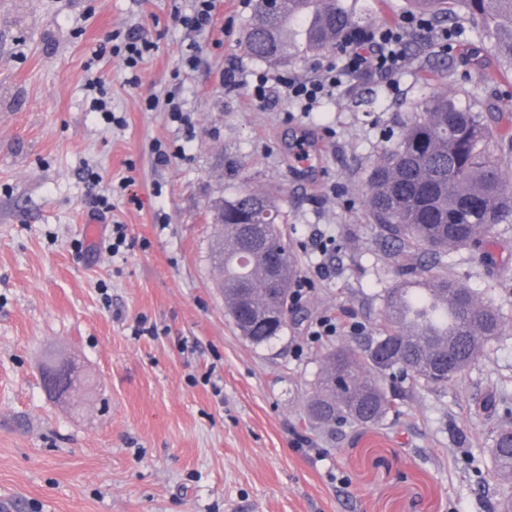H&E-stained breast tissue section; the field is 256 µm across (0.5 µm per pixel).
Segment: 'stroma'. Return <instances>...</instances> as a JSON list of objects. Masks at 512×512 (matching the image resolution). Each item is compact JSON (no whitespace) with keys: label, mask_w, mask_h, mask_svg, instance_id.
I'll list each match as a JSON object with an SVG mask.
<instances>
[{"label":"stroma","mask_w":512,"mask_h":512,"mask_svg":"<svg viewBox=\"0 0 512 512\" xmlns=\"http://www.w3.org/2000/svg\"><path fill=\"white\" fill-rule=\"evenodd\" d=\"M253 4L216 0L196 32L176 18L192 0H0V512H498L490 434L512 415V226L448 251L449 277L503 317L460 381L387 376L391 409L368 427L320 429L307 402L322 355L376 333L400 280L367 206L373 167L414 101L467 103L486 69L500 79L476 89L482 110L510 114L512 131V67L468 29L417 30L392 86L350 80L302 113L274 85L261 106L264 65L244 47ZM407 14L406 0L354 5L362 27ZM131 32L153 44L135 86L99 48ZM232 63L241 82L227 87ZM94 77L124 127L92 109ZM171 90L192 136L168 118ZM302 140L307 167L293 160ZM158 145L185 155L157 165ZM244 184L277 200L310 280L262 346L240 336L210 260L213 203ZM96 192L114 203L102 216ZM117 223L124 257L84 249ZM325 318L336 334L312 337ZM53 358L73 364L79 396L44 389Z\"/></svg>","instance_id":"35a3bbf8"}]
</instances>
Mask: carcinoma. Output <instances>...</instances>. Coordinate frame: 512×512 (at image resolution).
I'll return each instance as SVG.
<instances>
[{
    "mask_svg": "<svg viewBox=\"0 0 512 512\" xmlns=\"http://www.w3.org/2000/svg\"><path fill=\"white\" fill-rule=\"evenodd\" d=\"M296 0H283L281 11L268 15L262 0L246 32L249 55L270 66L308 52L342 46L358 25L349 0H307L311 7L292 15ZM413 12L442 22L466 25L477 41L512 65V0H408ZM502 118H488L446 94L421 99L414 118L396 145L373 170L367 205L379 237L393 248L403 272L423 278L451 299L459 320L454 342L434 341L448 313L439 316L425 300L413 306L412 325L400 319L394 303L406 282L386 291L383 328L364 339L363 347L338 345L324 355L310 417L323 425L349 420L375 425L390 409L382 383L398 370L413 385L444 388L457 382L488 344L501 335L503 320L491 306H479L473 291L448 278L444 257L449 247H481L499 224H512V188L506 184L495 152L512 150V135ZM216 235L210 246L215 266L224 271V305L240 335L255 345L277 337L285 322L273 324L270 311L288 306L299 271L280 227L281 214L268 195L248 185L217 207ZM239 224L263 227V242L242 237ZM278 263V282L257 271ZM388 350L377 359L371 346ZM491 453L497 479L512 484V425L501 424Z\"/></svg>",
    "mask_w": 512,
    "mask_h": 512,
    "instance_id": "obj_1",
    "label": "carcinoma"
}]
</instances>
